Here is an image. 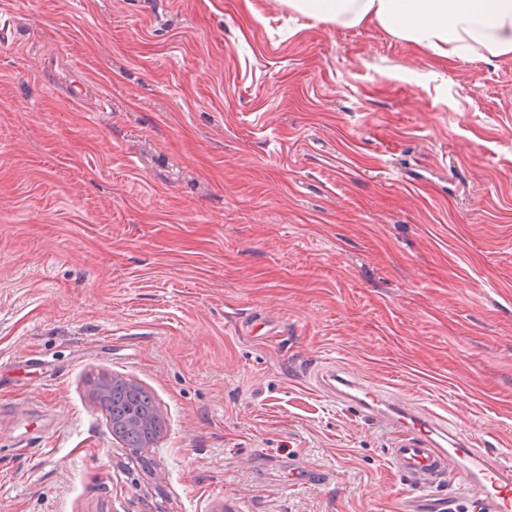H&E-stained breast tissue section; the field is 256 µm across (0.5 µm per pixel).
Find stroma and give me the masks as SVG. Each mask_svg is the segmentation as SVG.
Masks as SVG:
<instances>
[{
	"label": "stroma",
	"instance_id": "35a3bbf8",
	"mask_svg": "<svg viewBox=\"0 0 512 512\" xmlns=\"http://www.w3.org/2000/svg\"><path fill=\"white\" fill-rule=\"evenodd\" d=\"M1 17L0 512H401L330 362L512 462V59L284 0ZM104 375L157 399L139 454Z\"/></svg>",
	"mask_w": 512,
	"mask_h": 512
}]
</instances>
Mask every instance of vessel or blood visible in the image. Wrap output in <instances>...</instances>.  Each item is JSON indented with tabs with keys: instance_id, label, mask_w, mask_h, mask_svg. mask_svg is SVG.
<instances>
[{
	"instance_id": "obj_1",
	"label": "vessel or blood",
	"mask_w": 512,
	"mask_h": 512,
	"mask_svg": "<svg viewBox=\"0 0 512 512\" xmlns=\"http://www.w3.org/2000/svg\"><path fill=\"white\" fill-rule=\"evenodd\" d=\"M317 380L335 389L338 404L397 430L389 461L411 489L408 512H512V466L475 447L455 422L411 408L346 371L334 369ZM450 471L458 476L455 491L438 494Z\"/></svg>"
}]
</instances>
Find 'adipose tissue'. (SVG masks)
I'll return each instance as SVG.
<instances>
[{"instance_id":"obj_1","label":"adipose tissue","mask_w":512,"mask_h":512,"mask_svg":"<svg viewBox=\"0 0 512 512\" xmlns=\"http://www.w3.org/2000/svg\"><path fill=\"white\" fill-rule=\"evenodd\" d=\"M288 6L323 22L381 26L445 61L512 58V0H288Z\"/></svg>"}]
</instances>
